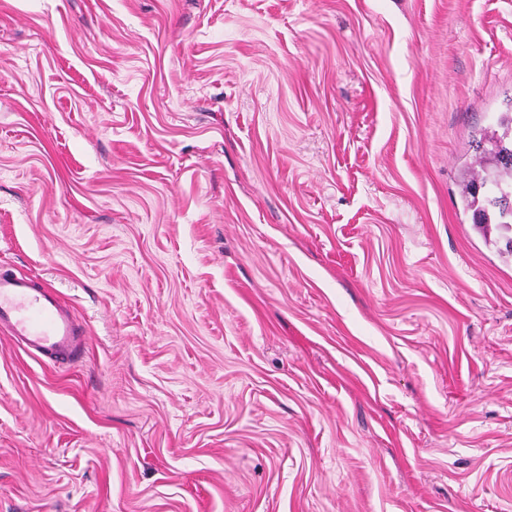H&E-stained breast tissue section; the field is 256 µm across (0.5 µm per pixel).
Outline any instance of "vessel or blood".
Returning <instances> with one entry per match:
<instances>
[{
	"label": "vessel or blood",
	"mask_w": 512,
	"mask_h": 512,
	"mask_svg": "<svg viewBox=\"0 0 512 512\" xmlns=\"http://www.w3.org/2000/svg\"><path fill=\"white\" fill-rule=\"evenodd\" d=\"M0 335L64 364L81 357L88 331L54 288L1 271Z\"/></svg>",
	"instance_id": "b4317fda"
}]
</instances>
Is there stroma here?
<instances>
[{
    "label": "stroma",
    "instance_id": "stroma-1",
    "mask_svg": "<svg viewBox=\"0 0 512 512\" xmlns=\"http://www.w3.org/2000/svg\"><path fill=\"white\" fill-rule=\"evenodd\" d=\"M511 112L512 0H0V512H512ZM503 133L496 137V152L494 156L495 166L499 175L493 178L482 177L480 181H468L462 191L465 208L475 206L481 189H484V201L492 207L499 222L506 230H512V205L503 204L504 199L512 203V115L502 120ZM510 178V182L503 179ZM0 332L55 364L77 361L88 337L86 323L54 288L11 271L0 272Z\"/></svg>",
    "mask_w": 512,
    "mask_h": 512
}]
</instances>
